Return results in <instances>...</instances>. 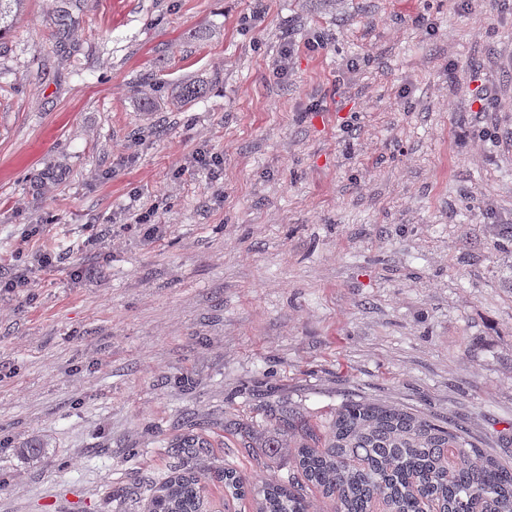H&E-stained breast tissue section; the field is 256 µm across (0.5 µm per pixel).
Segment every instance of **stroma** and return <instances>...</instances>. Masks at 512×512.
<instances>
[{
    "instance_id": "1",
    "label": "stroma",
    "mask_w": 512,
    "mask_h": 512,
    "mask_svg": "<svg viewBox=\"0 0 512 512\" xmlns=\"http://www.w3.org/2000/svg\"><path fill=\"white\" fill-rule=\"evenodd\" d=\"M470 3L29 0L0 40V278L33 282L0 291V512H141L187 432L283 482L225 422L351 398L512 466V0ZM199 150L218 177L177 173Z\"/></svg>"
}]
</instances>
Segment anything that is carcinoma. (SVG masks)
<instances>
[{"label":"carcinoma","instance_id":"obj_1","mask_svg":"<svg viewBox=\"0 0 512 512\" xmlns=\"http://www.w3.org/2000/svg\"><path fill=\"white\" fill-rule=\"evenodd\" d=\"M25 2L0 0V37ZM233 433L240 448L291 454L296 476L248 481L231 465H210V444L186 435L169 445L184 463L150 487L145 512H204L206 481L233 500L252 498L256 512H311L312 491L332 499L336 512H512V467L432 415L350 399L319 425L269 409L262 430L243 421ZM45 447L31 438L20 452L38 460Z\"/></svg>","mask_w":512,"mask_h":512}]
</instances>
